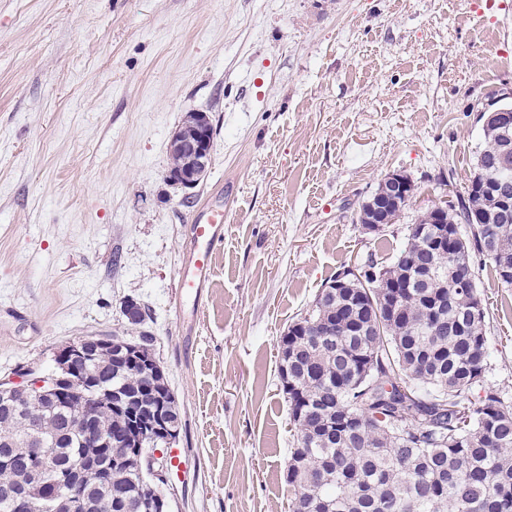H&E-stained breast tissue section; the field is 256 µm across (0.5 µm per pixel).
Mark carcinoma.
I'll return each instance as SVG.
<instances>
[{"mask_svg":"<svg viewBox=\"0 0 512 512\" xmlns=\"http://www.w3.org/2000/svg\"><path fill=\"white\" fill-rule=\"evenodd\" d=\"M483 139L466 196L445 211L467 234L435 248L439 226L426 212L388 264L357 263L373 273L356 278L342 276V267L333 281L349 287L321 292L282 336L279 374H288L284 394L297 429L289 512H308L315 500L335 503V512H512V404L492 388L476 402L467 398L488 365L475 263L512 286L503 273L512 268V137L485 131ZM484 176L507 183L505 197L476 188ZM126 319L141 328L142 355H152L149 308ZM87 374L119 390L143 385L139 372L104 352ZM78 406L46 402L31 427L19 408L0 404V512L33 483L25 462L35 451L64 467L89 454ZM99 424L121 432L128 418L114 411ZM137 469L128 456L112 467V481L88 472L59 492L74 512H145Z\"/></svg>","mask_w":512,"mask_h":512,"instance_id":"carcinoma-1","label":"carcinoma"}]
</instances>
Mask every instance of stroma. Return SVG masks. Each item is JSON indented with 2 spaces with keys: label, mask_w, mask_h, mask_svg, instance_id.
Returning <instances> with one entry per match:
<instances>
[{
  "label": "stroma",
  "mask_w": 512,
  "mask_h": 512,
  "mask_svg": "<svg viewBox=\"0 0 512 512\" xmlns=\"http://www.w3.org/2000/svg\"><path fill=\"white\" fill-rule=\"evenodd\" d=\"M512 91V0H0V380L53 369L150 307L179 403L169 512H288L278 344L337 271L390 261L466 191L480 111ZM216 126L198 187L168 179L187 113ZM392 172L416 190L370 233ZM231 188L201 302L190 220ZM120 266H113V254ZM485 388L512 402V287L477 270Z\"/></svg>",
  "instance_id": "stroma-1"
}]
</instances>
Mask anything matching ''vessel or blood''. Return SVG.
I'll use <instances>...</instances> for the list:
<instances>
[{
	"mask_svg": "<svg viewBox=\"0 0 512 512\" xmlns=\"http://www.w3.org/2000/svg\"><path fill=\"white\" fill-rule=\"evenodd\" d=\"M191 248L184 255L179 275L183 294L200 296L209 282L215 253L224 244V200L215 197L191 219Z\"/></svg>",
	"mask_w": 512,
	"mask_h": 512,
	"instance_id": "vessel-or-blood-1",
	"label": "vessel or blood"
}]
</instances>
